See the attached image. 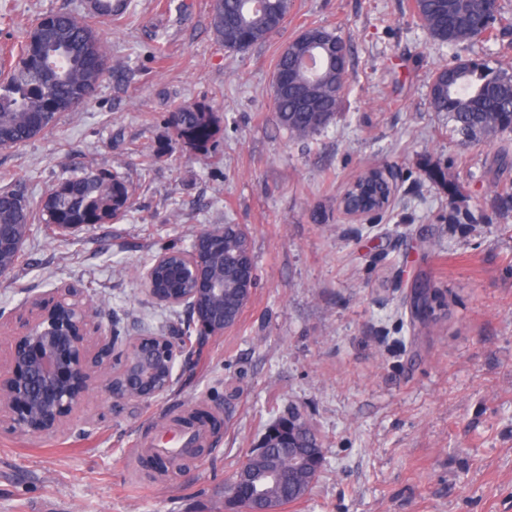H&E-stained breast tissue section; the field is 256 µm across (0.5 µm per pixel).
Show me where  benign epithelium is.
Wrapping results in <instances>:
<instances>
[{
  "label": "benign epithelium",
  "mask_w": 512,
  "mask_h": 512,
  "mask_svg": "<svg viewBox=\"0 0 512 512\" xmlns=\"http://www.w3.org/2000/svg\"><path fill=\"white\" fill-rule=\"evenodd\" d=\"M378 189L393 198L396 180L387 168H379ZM342 213L360 224L370 223L383 210L365 205L348 206L340 198ZM224 227L201 229L183 265L191 270V287L164 290L155 285L154 266L164 262L159 254L141 274L144 291L168 308L188 311L197 336L210 339L224 335L236 322L224 321L217 299L224 283L207 274L211 260L222 252ZM241 307H246L255 288L251 253L237 262ZM51 304L30 300L31 317L16 333L7 364H0V426L13 433L54 435L81 410L90 387L114 404L149 403L165 395L184 363L180 343L174 336L143 331L135 336L105 324L101 313L88 303L84 290L62 283L48 292ZM252 488L244 475L236 474L224 495L226 512H253Z\"/></svg>",
  "instance_id": "1"
}]
</instances>
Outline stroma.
<instances>
[{
	"label": "stroma",
	"mask_w": 512,
	"mask_h": 512,
	"mask_svg": "<svg viewBox=\"0 0 512 512\" xmlns=\"http://www.w3.org/2000/svg\"><path fill=\"white\" fill-rule=\"evenodd\" d=\"M408 0H294L287 25L244 55L210 29V0H133L99 33L117 61L91 104L18 149L0 150V189L38 200L95 169L135 187L123 219L60 236L34 225L0 276V361L24 303L62 283L83 288L104 322L165 333L182 312L157 304L140 273L164 249L190 250L211 225H245L258 278L236 326L212 338L163 397L120 407L91 396L63 432L0 431V512H224V486L264 432L299 408L323 446L320 476L281 512H512V166L462 144L432 112L434 67L452 59ZM493 41L466 56L512 65V0ZM86 0H0V61L32 23ZM351 45V85L308 143L272 112L274 61L305 28ZM209 102L217 150L177 149L149 167L167 112ZM393 169L395 201L376 224L338 208L363 169ZM436 290L433 325L410 294ZM204 408L219 419L184 469L127 452Z\"/></svg>",
	"instance_id": "35a3bbf8"
}]
</instances>
